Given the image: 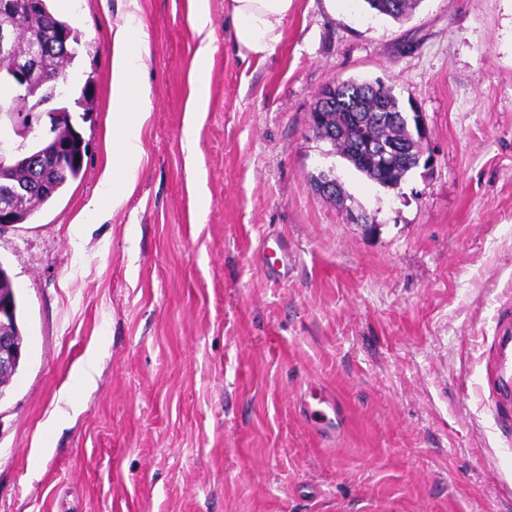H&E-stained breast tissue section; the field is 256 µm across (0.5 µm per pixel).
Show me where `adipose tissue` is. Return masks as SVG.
<instances>
[{"label": "adipose tissue", "instance_id": "adipose-tissue-1", "mask_svg": "<svg viewBox=\"0 0 512 512\" xmlns=\"http://www.w3.org/2000/svg\"><path fill=\"white\" fill-rule=\"evenodd\" d=\"M126 10L112 28V127L107 155L96 194L85 213L104 220L120 210L132 195L146 158L142 129L150 116L151 86L143 50L148 34L139 0H126ZM295 0H226L233 46L239 57L263 59L274 53L284 38V24ZM199 42L192 63L194 95L187 109L182 134L187 151L196 147V129L208 99V61L212 53L209 0H193L189 15Z\"/></svg>", "mask_w": 512, "mask_h": 512}]
</instances>
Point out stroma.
<instances>
[{
    "label": "stroma",
    "mask_w": 512,
    "mask_h": 512,
    "mask_svg": "<svg viewBox=\"0 0 512 512\" xmlns=\"http://www.w3.org/2000/svg\"><path fill=\"white\" fill-rule=\"evenodd\" d=\"M209 0L210 87L189 170V0H139L152 106L134 193H94L119 0H52L90 43L73 107L83 175L0 229L25 356L0 391V512H512V439L480 388L512 299V0H420L409 18L296 0L273 55L238 57ZM381 79L428 138L399 188L315 136L328 85ZM332 173L343 204L310 177ZM365 212L368 235L349 220ZM288 252L270 275L264 243ZM94 382L74 387L88 350ZM337 396L316 435L301 402ZM324 403L326 404L327 411L321 413L322 421L315 428V432L322 438H330L334 437L336 432L341 429L343 416L334 397Z\"/></svg>",
    "instance_id": "35a3bbf8"
}]
</instances>
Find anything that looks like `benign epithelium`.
<instances>
[{
    "label": "benign epithelium",
    "mask_w": 512,
    "mask_h": 512,
    "mask_svg": "<svg viewBox=\"0 0 512 512\" xmlns=\"http://www.w3.org/2000/svg\"><path fill=\"white\" fill-rule=\"evenodd\" d=\"M0 46L9 51L0 54V82L18 91L12 98L0 99V124H8L18 137L25 138L33 132L34 124L40 118L22 107L24 92L39 85L52 84L59 88L53 110L47 113L51 119L69 111L65 100L69 91L60 84L56 71L41 58L27 59L20 56L25 50L16 41L12 29L6 25L0 27ZM20 150L16 142L7 141L0 144V166L14 164L19 158ZM20 329L17 320L4 319V309L0 305V380L12 378L19 370L23 349L19 341Z\"/></svg>",
    "instance_id": "7a95c632"
}]
</instances>
